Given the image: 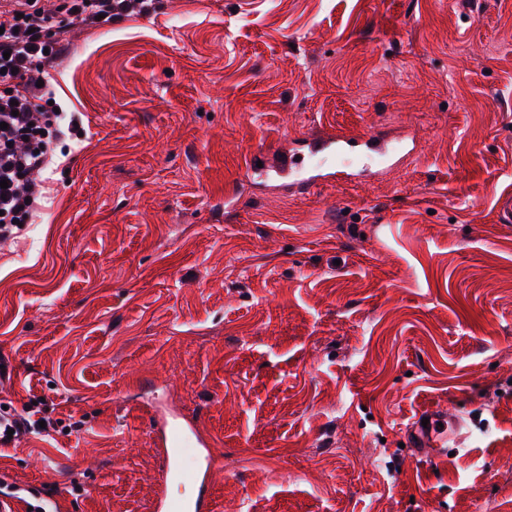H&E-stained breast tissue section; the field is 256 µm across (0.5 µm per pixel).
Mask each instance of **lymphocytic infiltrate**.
Wrapping results in <instances>:
<instances>
[{
    "mask_svg": "<svg viewBox=\"0 0 512 512\" xmlns=\"http://www.w3.org/2000/svg\"><path fill=\"white\" fill-rule=\"evenodd\" d=\"M149 10L147 0H57L46 11L40 0L0 5V242L30 223L44 194L54 141L65 131L63 112L44 85L46 69L61 55L60 35L73 24L109 26Z\"/></svg>",
    "mask_w": 512,
    "mask_h": 512,
    "instance_id": "lymphocytic-infiltrate-1",
    "label": "lymphocytic infiltrate"
}]
</instances>
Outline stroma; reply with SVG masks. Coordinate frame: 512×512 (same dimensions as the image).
Here are the masks:
<instances>
[{"instance_id":"obj_1","label":"stroma","mask_w":512,"mask_h":512,"mask_svg":"<svg viewBox=\"0 0 512 512\" xmlns=\"http://www.w3.org/2000/svg\"><path fill=\"white\" fill-rule=\"evenodd\" d=\"M33 223L0 245V483L152 512L144 402L211 441L210 512H512V0H152L74 26ZM407 139L279 189L258 151ZM239 197L224 206L226 192ZM468 415L454 455L406 446ZM38 408L37 405H33L32 402L28 408L20 413L13 414L9 418H3L0 421V445H9L19 437L28 435L31 433H48V425L45 428H41L39 421H46L45 418L34 419V416L40 412V410H34ZM9 428L14 430L11 439H7V431Z\"/></svg>"}]
</instances>
